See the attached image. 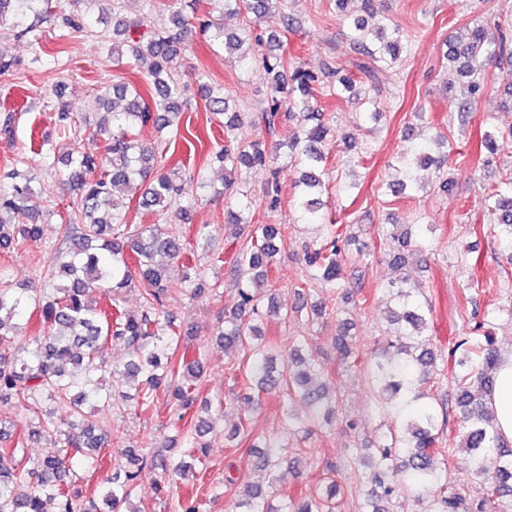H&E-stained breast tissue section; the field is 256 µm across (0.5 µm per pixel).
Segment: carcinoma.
Returning a JSON list of instances; mask_svg holds the SVG:
<instances>
[{
    "label": "carcinoma",
    "mask_w": 512,
    "mask_h": 512,
    "mask_svg": "<svg viewBox=\"0 0 512 512\" xmlns=\"http://www.w3.org/2000/svg\"><path fill=\"white\" fill-rule=\"evenodd\" d=\"M219 13L253 16V24L238 33L224 32V23L206 20L202 29L211 32L212 41L225 54L244 61L255 48L264 51L254 64L270 88L259 121L272 130L286 116L289 108L297 110L306 126L287 145L292 156L303 166L294 206L306 224L317 226L320 236L306 245L305 270L300 274L294 294L299 307L306 310L302 330L290 337L294 344L289 364L277 369L270 352L273 344L264 343L255 333L253 318L268 315L286 324L291 320L288 305L274 301L270 273L282 243L273 224H255L249 238L229 261V271L239 303L224 313V331L217 340L224 348L243 351L246 364L245 384L262 393L279 387L286 391L288 402L305 409L310 423L336 414L341 403L336 394V374L352 369L367 371L378 409L390 420L373 451L349 449L347 467L357 481H367L362 512H390L393 498L404 491L428 494L433 498V512H512V445L495 430L494 419L485 397L494 383L499 361L492 332L480 337L463 338L446 360L431 348L427 303L414 289L404 287L399 279L384 288L387 318L394 330L386 346L369 361L363 360L358 344L350 333V322L341 311L322 300L314 299L316 290L335 294L342 289L345 245L353 238L348 227L326 224L320 217L319 196L329 188L332 171L327 167L326 146L331 128L322 113L312 105L313 90L325 84L330 75L336 84L330 94L341 97L353 87L350 76L341 69L332 73L314 72L301 63L292 64L285 73L281 58L272 55L280 46L279 33L289 31L294 23L285 10L284 0H216ZM368 18L353 21L350 40L363 60L359 70L377 80L400 61L402 35L388 19L377 16L370 0H365ZM60 3L52 0H0V25L11 24L18 37L37 36L38 24L55 17ZM269 18L279 19V29L263 31L258 24ZM112 42L105 50L112 63H147V93L133 83L112 85L101 96L112 95V111L101 119L92 134L101 137V151L96 155L74 149L60 152L45 140L38 155L47 167L61 176L62 184L73 195L71 209L62 218L59 230L66 250L57 251L50 260L48 279L63 283L26 293V289L0 287V401L17 398L29 403L28 434L55 436L54 454L27 467L18 448L6 445L11 437L0 429V512H144L131 503L142 470L155 471V488L167 494L177 493L178 512H202L203 504L189 489H180L179 480L192 466L206 472L207 444L203 437L212 429L209 411L196 409L194 383L202 368L201 355L179 342L182 332L174 326L166 302L174 294L195 299L220 288L205 280L185 274L174 281L173 264L187 251L180 240L170 237L163 225L168 219L187 215L188 208L174 209L182 196L179 173L166 169V148L171 138L167 130L174 127L182 112L183 100L175 78L177 64L189 36L191 23L181 11L171 9L168 25L155 26L146 15L130 22L112 18ZM248 47L249 53L242 52ZM450 75L467 80L469 97L458 106L468 112L472 102L484 90L483 71L487 61L499 57L512 59V23L497 25L491 31L484 26L462 27L446 52ZM206 109L215 117L223 116L224 147L211 160L236 173L225 181L224 191L233 193L237 205L224 209V230L237 239L244 230L239 209L252 204L250 173L257 168L269 171L264 197L265 210L274 212L281 198L277 181L278 147L249 135L242 113L230 111L224 96L213 94L206 84ZM55 123L58 129L73 136L79 133L81 116L70 111L65 100V85L56 88ZM149 128L155 139L145 142L138 132ZM483 142L491 151L512 153V128L484 133ZM454 152L448 136L435 132L428 143L416 146L401 158L396 172L399 178L392 187L403 190L420 180L419 172L434 168L439 173ZM11 182L0 181V247L19 248L43 236L39 214L30 211L35 195L34 177L14 171ZM149 182L142 193L140 206L158 217L159 223L129 224L125 214L111 209L119 195H126L138 185ZM484 207L494 237L506 249H512V180L487 192ZM386 235L398 244L393 265L403 269L423 252V243L413 237L411 228L393 224ZM140 291L141 306L135 313L116 312L110 318L97 306L91 293L99 288L119 306L120 297L129 288ZM31 306L38 313L44 334L30 346L10 349L7 336L14 329V319L22 308ZM336 321V368L332 369L314 355L302 353L311 333L328 317ZM113 343L127 349L128 360L112 367V375L134 384L135 409L149 414L159 399L168 402L181 421L190 414L196 418L194 432L186 434L188 464L184 458L157 461L136 448L121 444L119 431L107 434L84 412L91 403H108L113 394L104 384V350ZM450 385L456 410V423L450 414L441 413L435 391ZM49 397L65 406L70 417L58 421L54 412L42 408L40 399ZM229 438L247 443L250 470L262 474L267 485L249 482L238 499L240 512H341L343 487L336 478V468L322 469L320 486L315 494L291 490L281 509L273 508L268 496L278 493L284 475L295 470L305 459L314 465L308 449L303 457L291 460L274 450V445L250 437L243 423L232 425ZM448 443L443 448L441 444ZM121 449L120 459L102 463L105 448ZM459 452L471 458V468L459 481H443L439 466H448ZM91 469L100 476L102 492L86 497L75 490L79 473Z\"/></svg>",
    "instance_id": "carcinoma-1"
}]
</instances>
